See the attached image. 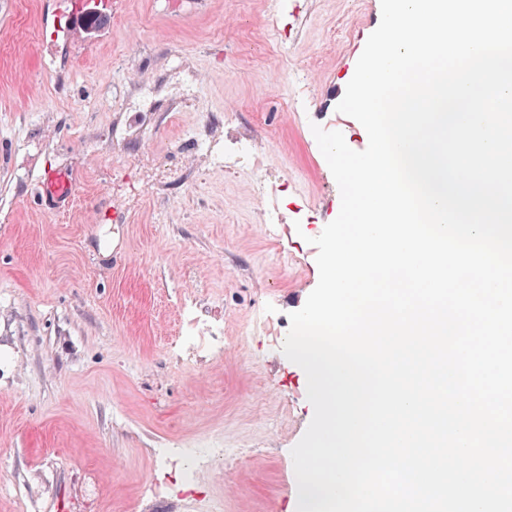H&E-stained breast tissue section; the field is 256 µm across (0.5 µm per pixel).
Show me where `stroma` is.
<instances>
[{"label": "stroma", "mask_w": 512, "mask_h": 512, "mask_svg": "<svg viewBox=\"0 0 512 512\" xmlns=\"http://www.w3.org/2000/svg\"><path fill=\"white\" fill-rule=\"evenodd\" d=\"M380 21L381 0H0V512H296L314 410L282 346L341 203L312 128L366 149L337 106ZM187 59L195 109L129 108ZM43 183L48 194L56 199H65L70 196L72 183L66 173L61 171L49 172L44 176Z\"/></svg>", "instance_id": "1"}]
</instances>
